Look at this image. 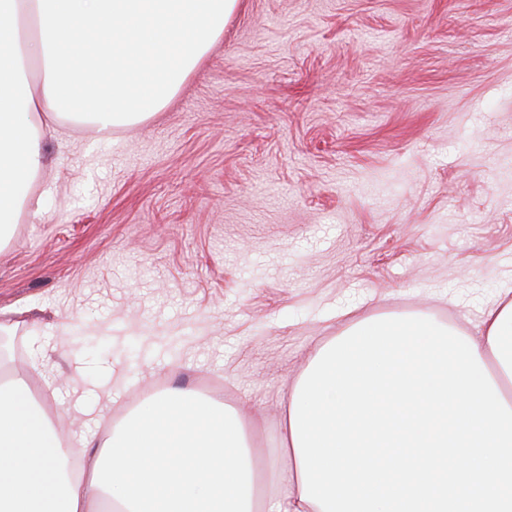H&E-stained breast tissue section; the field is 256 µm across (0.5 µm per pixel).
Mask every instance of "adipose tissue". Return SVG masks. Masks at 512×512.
Instances as JSON below:
<instances>
[{"mask_svg":"<svg viewBox=\"0 0 512 512\" xmlns=\"http://www.w3.org/2000/svg\"><path fill=\"white\" fill-rule=\"evenodd\" d=\"M236 2L0 0V235L63 120L109 128L165 106ZM23 58L40 66L35 88L19 83ZM51 358L32 349L36 388L0 364V512H103L108 499L120 512H512V299L484 309L475 338L402 317L324 345L283 405L290 484L261 499L222 395L172 388L107 438L65 437Z\"/></svg>","mask_w":512,"mask_h":512,"instance_id":"ef3b65f1","label":"adipose tissue"}]
</instances>
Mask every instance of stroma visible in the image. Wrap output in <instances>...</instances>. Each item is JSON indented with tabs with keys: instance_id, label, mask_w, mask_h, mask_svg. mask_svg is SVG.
<instances>
[{
	"instance_id": "1",
	"label": "stroma",
	"mask_w": 512,
	"mask_h": 512,
	"mask_svg": "<svg viewBox=\"0 0 512 512\" xmlns=\"http://www.w3.org/2000/svg\"><path fill=\"white\" fill-rule=\"evenodd\" d=\"M28 194L11 369L63 344L84 409L112 391L102 435L223 393L288 479L281 404L324 343L377 316L479 335L512 269V0H238L164 108L62 126Z\"/></svg>"
}]
</instances>
